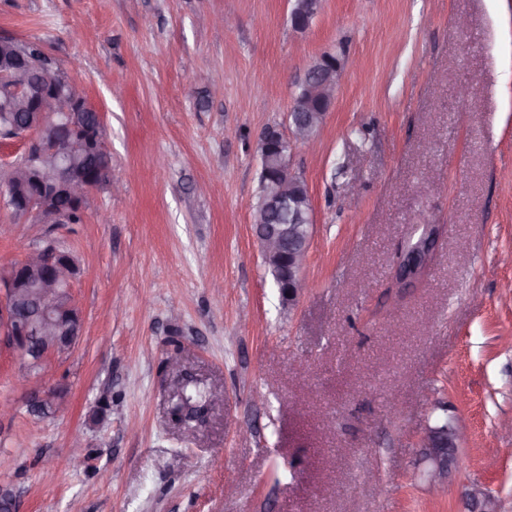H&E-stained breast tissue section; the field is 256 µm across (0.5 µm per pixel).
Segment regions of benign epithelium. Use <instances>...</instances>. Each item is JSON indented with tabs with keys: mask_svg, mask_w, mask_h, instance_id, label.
I'll use <instances>...</instances> for the list:
<instances>
[{
	"mask_svg": "<svg viewBox=\"0 0 512 512\" xmlns=\"http://www.w3.org/2000/svg\"><path fill=\"white\" fill-rule=\"evenodd\" d=\"M318 0L292 8L291 23L303 30L318 13ZM342 63L326 52L303 72L304 91L288 112V133L265 130L259 140L261 177L269 188L253 214L254 231L263 259L281 272L282 300L293 304L301 288L311 229L299 224H272L287 201L298 204L301 178L292 168L299 144L315 143L336 97ZM0 146L19 149L13 161L0 162V208L40 224H70L71 212L57 205L67 197L85 211L94 191L112 192V163L102 117L82 88L60 70L33 59L18 44L0 51ZM106 163L98 182L71 165L76 148ZM80 274L77 259L49 240L25 259L0 269V346L12 355L29 409L42 413L65 400L64 390L48 377L53 358L69 354L83 331V314L74 292ZM459 432L455 425L431 429L422 442L427 476L443 487L454 460ZM465 512H496L494 501L479 488L465 494Z\"/></svg>",
	"mask_w": 512,
	"mask_h": 512,
	"instance_id": "obj_1",
	"label": "benign epithelium"
}]
</instances>
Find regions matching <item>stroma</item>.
<instances>
[{
	"label": "stroma",
	"mask_w": 512,
	"mask_h": 512,
	"mask_svg": "<svg viewBox=\"0 0 512 512\" xmlns=\"http://www.w3.org/2000/svg\"><path fill=\"white\" fill-rule=\"evenodd\" d=\"M292 6L0 0V37L39 42L101 112L122 187L80 224L0 209V268L47 237L82 268V336L48 364L68 407L31 414L0 353L17 512H462L475 485L512 512V0H322L302 31ZM327 51L344 67L317 150H294L314 223L288 306L252 224L258 142ZM427 223V278L391 288ZM183 373L210 395L190 424L169 415ZM441 419L458 463L434 494ZM429 225L430 224H417L414 233H411L401 245L397 253L396 261L392 267L391 280H394L397 268L410 271L412 265L428 253L427 227ZM445 429H430L422 442L423 459L429 465L427 476L430 485L435 489L443 487L448 476V466L454 460L453 448L458 446L459 432L455 425L448 420L440 425L431 427H444Z\"/></svg>",
	"instance_id": "1"
}]
</instances>
